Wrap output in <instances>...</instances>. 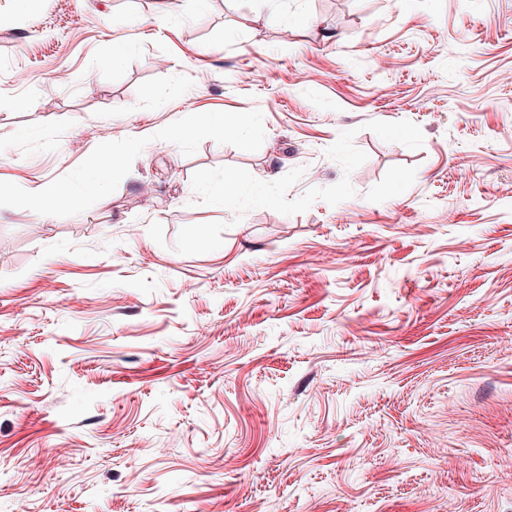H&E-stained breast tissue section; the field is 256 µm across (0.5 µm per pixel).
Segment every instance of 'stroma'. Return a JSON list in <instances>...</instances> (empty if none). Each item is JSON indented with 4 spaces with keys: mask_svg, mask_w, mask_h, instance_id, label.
<instances>
[{
    "mask_svg": "<svg viewBox=\"0 0 512 512\" xmlns=\"http://www.w3.org/2000/svg\"><path fill=\"white\" fill-rule=\"evenodd\" d=\"M20 497L512 512V0H0ZM39 195L53 201L56 207L71 208L80 202V195L70 185L54 184L40 189Z\"/></svg>",
    "mask_w": 512,
    "mask_h": 512,
    "instance_id": "35a3bbf8",
    "label": "stroma"
}]
</instances>
